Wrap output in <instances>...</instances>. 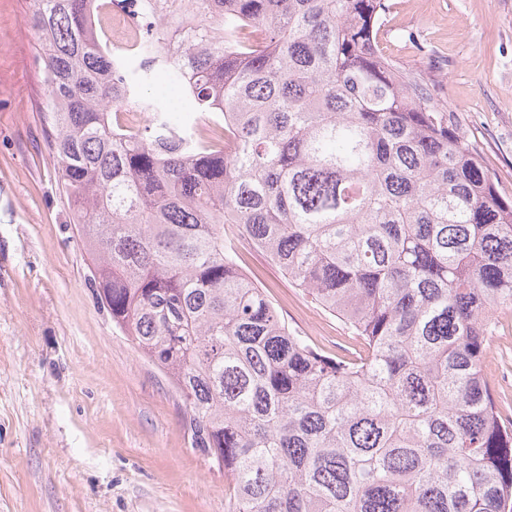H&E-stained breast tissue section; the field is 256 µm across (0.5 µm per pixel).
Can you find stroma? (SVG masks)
I'll return each instance as SVG.
<instances>
[{
    "label": "stroma",
    "instance_id": "obj_1",
    "mask_svg": "<svg viewBox=\"0 0 512 512\" xmlns=\"http://www.w3.org/2000/svg\"><path fill=\"white\" fill-rule=\"evenodd\" d=\"M385 57L433 79L512 201V0H387ZM0 0V512H224V476L189 445L181 398L112 325L46 149L49 98L28 19ZM289 326L341 354L344 324L261 252L241 254ZM484 376L512 418V306Z\"/></svg>",
    "mask_w": 512,
    "mask_h": 512
}]
</instances>
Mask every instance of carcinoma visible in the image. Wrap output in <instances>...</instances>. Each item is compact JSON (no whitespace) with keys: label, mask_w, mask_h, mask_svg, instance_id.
Wrapping results in <instances>:
<instances>
[{"label":"carcinoma","mask_w":512,"mask_h":512,"mask_svg":"<svg viewBox=\"0 0 512 512\" xmlns=\"http://www.w3.org/2000/svg\"><path fill=\"white\" fill-rule=\"evenodd\" d=\"M110 3L33 0L46 144L96 300L179 393L224 512H512V424L483 373L512 305V201L380 53L385 0H145L119 59ZM161 77L230 125L173 123L145 92ZM127 106L147 118L125 136ZM226 224L355 347L289 327Z\"/></svg>","instance_id":"1"}]
</instances>
